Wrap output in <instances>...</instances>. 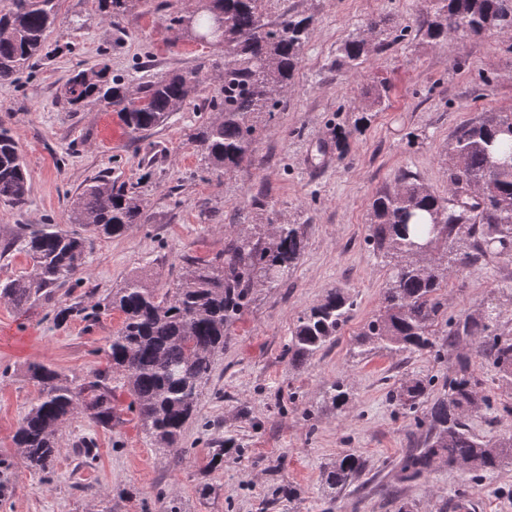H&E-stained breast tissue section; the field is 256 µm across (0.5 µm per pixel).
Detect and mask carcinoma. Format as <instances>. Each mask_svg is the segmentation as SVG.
Instances as JSON below:
<instances>
[{"mask_svg":"<svg viewBox=\"0 0 512 512\" xmlns=\"http://www.w3.org/2000/svg\"><path fill=\"white\" fill-rule=\"evenodd\" d=\"M136 0H98L100 10L117 26ZM270 0H200L193 30H209L213 14L224 15V35L212 43L224 56V88L213 108L221 116L194 135L193 142L208 168L226 172L251 159L259 120L280 105L310 34L309 17L288 15L269 27L263 15ZM435 16L425 32L434 41L456 30L473 35L512 27V0H434ZM59 0H8L0 10V81H13L39 60L58 16ZM370 52L359 34L336 47V65L358 67ZM105 67L81 70L67 81L71 106L100 105L116 112L132 134L164 124L191 101L200 80L195 70L182 71L140 86L132 97L119 83L103 80ZM448 198L435 195L406 169L396 186L379 193L370 207L367 245L388 266L382 307L365 323L356 339L358 356L432 351L463 338L474 342L470 355L456 360L448 390L432 396L434 378L414 375L399 383L391 401L406 413H421L425 436L402 456L403 482L425 478L444 459L448 466L474 478L493 473L512 460V436L492 443L476 436L465 412L478 399L480 379L473 359L492 364L503 386L512 388V337L496 333L497 309L448 319L447 338L438 346L434 327L444 311L442 284L450 270L490 255L512 253V113H503L457 128L451 135ZM482 190L474 199L461 190ZM29 202L26 167L11 131L0 125V204L15 209ZM139 200L103 177L86 184L69 208V223L106 238L119 237L142 223ZM471 242L459 246L460 234ZM17 239L33 262L34 273L0 282V299L24 305L82 273L87 237L58 224H21ZM304 237L298 224H273L264 234L240 232L215 262L187 261L175 287L161 293L139 278H129L95 305L117 311L123 320L110 341L108 371L127 383L143 432L153 444L182 453L179 440L196 411L214 358L224 351V337L248 304L250 288H275L303 258ZM356 307L343 288L327 292L320 303L299 316L288 342L289 363L302 366L315 359L348 321ZM42 387L40 398L18 422L14 443L32 468L48 474L54 467L56 440L79 405L90 420L112 426V388L97 379L77 388L49 365L29 369ZM340 380L325 392L337 410L346 404ZM365 469L355 453H347L323 473V485L334 498Z\"/></svg>","mask_w":512,"mask_h":512,"instance_id":"1","label":"carcinoma"}]
</instances>
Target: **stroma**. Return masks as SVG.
Here are the masks:
<instances>
[{
  "mask_svg": "<svg viewBox=\"0 0 512 512\" xmlns=\"http://www.w3.org/2000/svg\"><path fill=\"white\" fill-rule=\"evenodd\" d=\"M195 0H142L119 25L97 0H60L46 54L14 83H0V123L9 127L28 169L30 202L0 204V281L28 275L31 263L16 241L18 225H67L69 205L85 180L100 174L134 189L143 223L116 238L93 237L77 282L23 307L0 300V458L9 459L0 512H326L322 473L341 455L366 469L342 493L337 512H443L466 496V512H512V465L482 481L440 466L425 479L399 484L397 464L421 430L389 399L412 374L434 379L443 393L458 348L433 354H356V338L381 306L388 279L370 253L369 208L393 189L404 169L436 195L448 194L445 167L454 130L512 112V32L474 36L458 30L434 44L424 35L431 0H269L265 22L296 14L314 20L294 78L273 118L257 133L254 159L229 173L207 169L192 138L214 120L209 102L224 83V58L211 46L176 39L172 17ZM378 21L373 50L358 68L337 67L336 47ZM106 63L107 79L130 91L145 81L195 69L196 98L142 135L117 113L75 108L63 87L75 71ZM384 86L380 105L368 93ZM252 224H297L305 253L275 288H255L214 360L198 409L184 427L183 452L173 455L145 437L132 397L112 392L111 427L75 413L58 437L54 471L31 472L13 443L19 420L40 395L32 364L51 365L80 385L107 368L106 349L122 316L83 319L112 288L143 277L166 291L187 260L223 256L237 232ZM332 288L357 299L350 320L323 355L291 366L287 347L299 315ZM512 256L453 270L441 294L446 317L497 307V331L512 336ZM75 307L66 322L61 308ZM484 405L468 416L474 434L496 441L512 433V391L493 368L476 364ZM343 380L348 403L332 409L325 391ZM220 466L208 462L225 439ZM394 485V498L383 485Z\"/></svg>",
  "mask_w": 512,
  "mask_h": 512,
  "instance_id": "stroma-1",
  "label": "stroma"
}]
</instances>
